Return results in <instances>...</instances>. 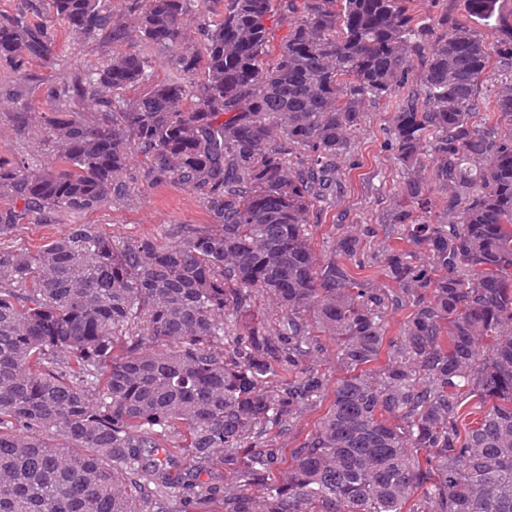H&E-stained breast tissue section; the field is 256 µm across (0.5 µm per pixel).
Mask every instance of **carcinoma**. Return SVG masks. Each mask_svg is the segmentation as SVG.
Instances as JSON below:
<instances>
[{"label": "carcinoma", "instance_id": "1", "mask_svg": "<svg viewBox=\"0 0 512 512\" xmlns=\"http://www.w3.org/2000/svg\"><path fill=\"white\" fill-rule=\"evenodd\" d=\"M188 2L133 0L123 18L102 0H28L126 49L65 79L40 114L62 168L0 159V195L23 202L0 210V241L25 217L69 222L36 250L0 246V512H152L179 491L224 512H512V88L477 112L492 56L512 63V0H464L492 46L446 13L433 35L410 0H226L195 36ZM279 11L301 16L268 61ZM161 48L198 80L154 79ZM33 58L56 61L48 27L1 18L0 62L24 78ZM412 75L422 98L389 136L411 171L393 217L414 251L388 248V294L348 269L359 234L323 263L308 226L365 103ZM84 101L96 120L58 111ZM427 154L446 224L418 175ZM139 180L193 187L210 224L120 244L77 223ZM405 301L389 337L383 308ZM317 332L346 376L272 479L258 428L324 394ZM471 399L480 417L462 431ZM214 460L231 483L197 477Z\"/></svg>", "mask_w": 512, "mask_h": 512}]
</instances>
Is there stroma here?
<instances>
[{
    "instance_id": "obj_1",
    "label": "stroma",
    "mask_w": 512,
    "mask_h": 512,
    "mask_svg": "<svg viewBox=\"0 0 512 512\" xmlns=\"http://www.w3.org/2000/svg\"><path fill=\"white\" fill-rule=\"evenodd\" d=\"M52 35L57 55L55 65L32 59L29 78H15L7 66L0 64V98L19 97L33 117L27 127H18L7 107L0 106V158L8 160L23 154L30 155L41 167H58L53 152L42 145L45 130L39 113L48 111L47 90L56 85L59 74L76 73L111 56L112 41L100 34L87 39L71 33L61 21H53ZM416 82H409L391 98L366 104L361 126L348 150L338 161L340 187L335 198L318 203V221L312 222L309 233L321 260L335 256L337 237L355 231L363 237L365 262L359 277L370 280L373 287L388 288L384 255L387 246L398 245L401 225L395 224L392 214L408 172L397 164L388 145V130L402 103L409 95L419 93ZM82 223L95 224L120 243L154 235L166 236L170 225L208 224L209 214L201 195L189 186L167 182L146 187L133 184L130 199L108 205L81 218ZM331 395H324L294 418L286 431L272 429L267 439L277 448V460L270 474L278 476L286 469L291 452L300 447L317 429L331 404Z\"/></svg>"
}]
</instances>
